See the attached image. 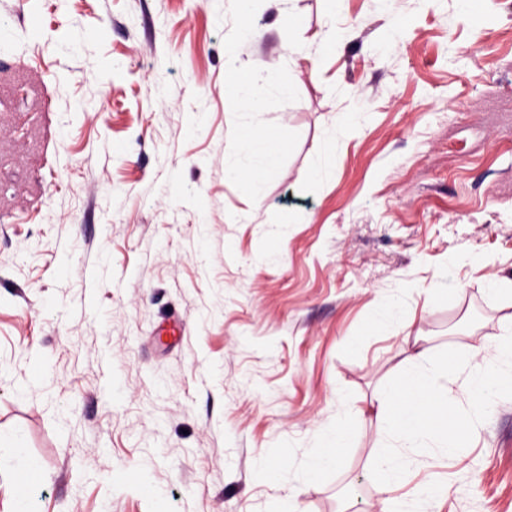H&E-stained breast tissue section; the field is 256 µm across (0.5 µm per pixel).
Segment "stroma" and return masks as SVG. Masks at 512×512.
<instances>
[{
  "instance_id": "35a3bbf8",
  "label": "stroma",
  "mask_w": 512,
  "mask_h": 512,
  "mask_svg": "<svg viewBox=\"0 0 512 512\" xmlns=\"http://www.w3.org/2000/svg\"><path fill=\"white\" fill-rule=\"evenodd\" d=\"M494 273L512 0H0V512H512V399L371 477L408 358L512 324ZM267 82V77H264L259 73L255 79L252 77L247 84H236L234 88L235 93L244 102H247L250 106L255 107L260 103ZM245 149L255 157V164L250 168L238 166L226 167L229 179L246 181L257 194L264 174L275 166L276 154L266 147V141L261 134H254L244 144ZM327 448L315 457L308 465L306 476L308 480L316 479L324 470L336 464L338 448L343 447L345 441V432L337 427L336 431L327 434Z\"/></svg>"
}]
</instances>
